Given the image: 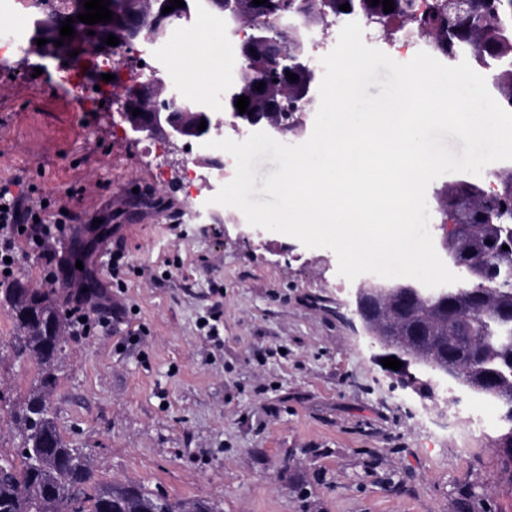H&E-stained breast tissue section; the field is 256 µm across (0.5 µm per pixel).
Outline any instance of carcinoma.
I'll return each instance as SVG.
<instances>
[{
	"label": "carcinoma",
	"instance_id": "cac0c4a2",
	"mask_svg": "<svg viewBox=\"0 0 512 512\" xmlns=\"http://www.w3.org/2000/svg\"><path fill=\"white\" fill-rule=\"evenodd\" d=\"M351 0H306L315 16L326 14L333 21L345 12L339 6ZM394 10L383 11V4L366 0L365 14L382 23L392 36L411 26L431 40L448 59L464 57L474 68L492 70L501 77L512 74V0H393ZM116 24L127 23L149 10H158L154 0H112ZM242 14L253 18V11L270 27L281 23L288 0H268L257 7L252 0H241ZM273 57L262 49L250 54L249 73L243 76L235 96L249 98V105L271 102L274 111L294 113L296 127L303 130L301 101L290 96L288 78L272 70ZM264 83L262 91L255 85ZM497 191L481 192L475 200L472 182L461 179L446 186L437 196L456 205L457 213L476 217L464 232L449 238L448 246L460 262L479 267L485 278L496 282L498 291L488 300L475 303L474 285L453 284L451 301L445 310L423 307L416 302L399 304L388 316L395 323V335L404 336L410 327L430 340L448 343L454 361L469 368L471 379H492L500 397L512 408V170L497 175ZM508 249H502V246ZM8 299L12 318L20 336L14 356L33 357L38 373L24 407L11 418L21 430L22 444L16 456H0V512H161L158 494L132 482H95L86 455L70 447L61 437L51 413L50 400L55 388V362L62 349L66 317L57 300L46 292L26 293L15 285L1 288ZM36 457L39 465L30 464ZM168 512H223L215 503L187 499L167 505Z\"/></svg>",
	"mask_w": 512,
	"mask_h": 512
}]
</instances>
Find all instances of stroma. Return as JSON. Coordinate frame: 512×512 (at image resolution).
<instances>
[{
  "instance_id": "35a3bbf8",
  "label": "stroma",
  "mask_w": 512,
  "mask_h": 512,
  "mask_svg": "<svg viewBox=\"0 0 512 512\" xmlns=\"http://www.w3.org/2000/svg\"><path fill=\"white\" fill-rule=\"evenodd\" d=\"M196 15L155 46L154 64L180 85L216 89L238 78L237 43ZM85 83L59 60L0 58V186L66 210L62 247L85 272L122 249L121 316L67 335L52 412L99 482L132 480L223 512H512V474L495 443L512 428L472 432L442 396L427 399L383 367L339 287L327 248L250 226L181 215L205 169L178 165L152 140L122 138L117 102L81 107ZM220 336L198 329L212 305ZM138 335H130V328ZM17 331L0 299V454L21 438L11 422L38 371L13 355Z\"/></svg>"
}]
</instances>
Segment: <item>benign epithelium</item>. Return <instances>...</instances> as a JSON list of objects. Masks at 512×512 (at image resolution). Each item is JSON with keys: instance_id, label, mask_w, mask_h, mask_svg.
<instances>
[{"instance_id": "obj_1", "label": "benign epithelium", "mask_w": 512, "mask_h": 512, "mask_svg": "<svg viewBox=\"0 0 512 512\" xmlns=\"http://www.w3.org/2000/svg\"><path fill=\"white\" fill-rule=\"evenodd\" d=\"M293 17L297 22L292 24H282L276 28L268 26L252 25L251 33L248 36V44L240 46L242 56H247V46H267L274 41L276 35H286L298 30L302 26H309L312 20L305 10L300 7L293 9ZM66 21L64 16H51L43 21L40 32L37 37L44 38L47 43L41 47L36 42H31L28 52L38 53L44 58L67 57L69 53L77 50L79 54L72 57L74 64H79L88 55V49H99L106 47L104 44L107 35L112 33V24L96 23L87 25L85 23L74 21L72 27L75 31H94V41L91 44L86 43L81 38L74 36L72 40L64 41L57 47L54 41L61 39L59 34L62 22ZM152 21L144 16L140 17L137 23V31L133 35L118 37L119 44L132 46L134 42L151 34L150 27ZM279 58L285 63L281 71L292 72L299 71L306 77V82L302 87V93L307 96V102H312L309 97L311 83L315 79V72L311 64V58L307 55H290L288 51L283 50L279 53ZM167 79L162 70H154L149 77L136 86L137 97L134 99H125L121 117L126 124L124 134L133 137L144 136L150 139H158L165 147L166 155L175 154L180 151V146L187 145L191 141H201L211 135L212 130L217 129L224 124V117H216L213 112L195 113V121L188 122L184 119V113L172 111L168 107L155 104L149 105V102L156 100L158 92L165 88ZM224 102L227 105L231 125L237 132L246 133L252 130H261L271 136H285L292 125L293 113L281 112L271 114L262 111V108H254V112L239 113L235 107L234 97L224 95ZM141 110V114L135 116L133 109ZM207 122L206 129L198 130L201 122ZM400 286L406 288L403 297H411L423 304H434L444 307L448 304V286L428 288L415 280H406L400 282ZM353 298L355 304V314L359 318L361 327L372 345L383 350L382 357H396L402 362L399 372L411 379L410 387L434 388L439 386L437 379L451 378L466 387L472 386V383L464 379L466 369L460 365L451 364L443 357L433 353L421 350L417 347L419 334L411 336L412 343L397 341L390 336L382 335L378 330V324L387 306L393 299V289L387 287V283L380 281L373 274H365L360 278L357 288L353 289Z\"/></svg>"}]
</instances>
